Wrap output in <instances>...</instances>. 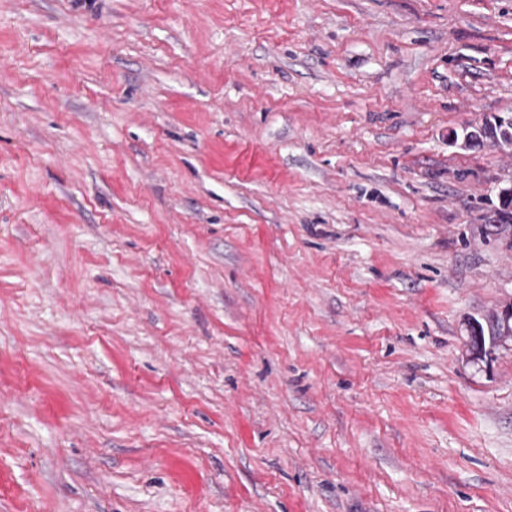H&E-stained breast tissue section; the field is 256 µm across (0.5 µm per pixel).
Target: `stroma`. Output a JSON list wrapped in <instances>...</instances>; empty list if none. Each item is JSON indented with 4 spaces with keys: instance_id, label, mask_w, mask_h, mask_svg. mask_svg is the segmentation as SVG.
<instances>
[{
    "instance_id": "1",
    "label": "stroma",
    "mask_w": 512,
    "mask_h": 512,
    "mask_svg": "<svg viewBox=\"0 0 512 512\" xmlns=\"http://www.w3.org/2000/svg\"><path fill=\"white\" fill-rule=\"evenodd\" d=\"M512 0H0V512H512ZM509 128L511 129L510 132ZM476 129V131L471 132L473 134L472 138L468 136L464 138V141L467 144L472 145V142H478L483 145L488 144L502 150L512 149V137L511 140L507 142L498 139V130L500 133H512V114L507 116H497L494 118V122L488 121L486 124L484 123Z\"/></svg>"
}]
</instances>
